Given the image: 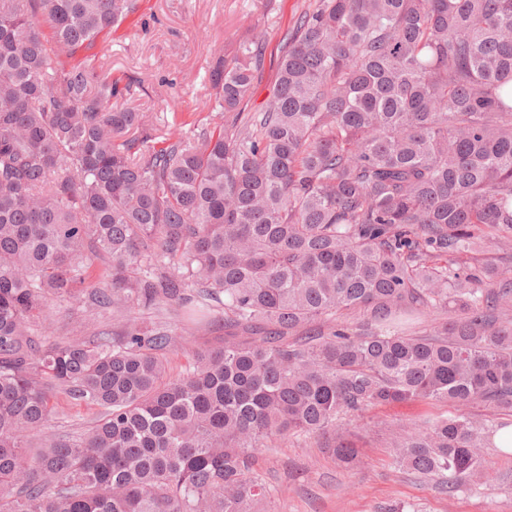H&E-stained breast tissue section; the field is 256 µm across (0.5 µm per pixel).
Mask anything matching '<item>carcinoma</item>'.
I'll use <instances>...</instances> for the list:
<instances>
[{
    "label": "carcinoma",
    "instance_id": "1",
    "mask_svg": "<svg viewBox=\"0 0 512 512\" xmlns=\"http://www.w3.org/2000/svg\"><path fill=\"white\" fill-rule=\"evenodd\" d=\"M137 6L0 0V512H271L253 449L313 436L351 465L343 420L410 400L486 413L390 431L395 468L483 480L512 415V0H313L265 106L255 37L190 136L113 107L91 59L52 64ZM84 298L112 330L32 333ZM198 316L218 343L186 346ZM60 392L98 409L76 439L45 433Z\"/></svg>",
    "mask_w": 512,
    "mask_h": 512
}]
</instances>
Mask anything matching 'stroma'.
Masks as SVG:
<instances>
[{"mask_svg":"<svg viewBox=\"0 0 512 512\" xmlns=\"http://www.w3.org/2000/svg\"><path fill=\"white\" fill-rule=\"evenodd\" d=\"M310 0H138L119 27L99 39V62L117 80L113 103L145 112L153 128L206 117V76L219 56H232L239 42L265 40L248 107L260 109L275 81L282 38L292 31ZM53 323L35 335L91 336L112 325V312L78 302H54ZM455 405L412 401L370 410L364 420L362 461L344 468L313 437L277 442L254 452V468L272 493L273 512H512V453L487 442L483 457L490 472L480 485L453 496L396 470L385 445L389 430L457 413Z\"/></svg>","mask_w":512,"mask_h":512,"instance_id":"1","label":"stroma"}]
</instances>
